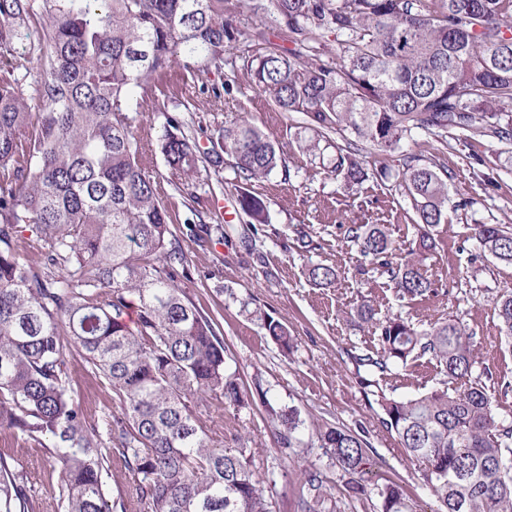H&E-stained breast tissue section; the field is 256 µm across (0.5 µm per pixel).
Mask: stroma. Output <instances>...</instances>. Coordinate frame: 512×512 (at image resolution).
<instances>
[{"label":"stroma","mask_w":512,"mask_h":512,"mask_svg":"<svg viewBox=\"0 0 512 512\" xmlns=\"http://www.w3.org/2000/svg\"><path fill=\"white\" fill-rule=\"evenodd\" d=\"M223 73L200 69L199 60L185 58L148 92H135L129 115L145 147H154L168 116L180 117L186 133L200 148H208L214 129L244 116L257 124L284 154L289 175L274 171L252 183L269 212V222L254 243L245 237L247 216L233 220L220 215L217 203L234 204L235 173L225 166L221 180L203 179L193 189L176 186L161 155L151 169L160 182L171 216L172 243L187 257L176 282L186 295L221 324L231 367L237 368L252 394L249 409L225 411L229 430L224 445L248 449L265 481L272 512H301L302 491L309 475L322 482L320 512H336L348 497L347 475L321 448L318 435L325 426H343L363 433L375 465L369 483L387 480L405 485L420 512H434L436 503L419 479L414 464L380 422V409L368 386L375 372L359 366L357 356L374 351L371 329L357 316L362 304L379 316L399 315L418 324L447 317L473 331L478 362L473 380L496 399L512 418V343L504 339L494 311L497 295L512 289V265L498 263L481 252L474 237L478 224L512 229V156L499 154L493 142L454 146L445 152L450 211L441 240L425 266L440 279L438 296L424 301H398L391 283L373 272L344 237L350 219L378 222L399 245L414 236L411 225L393 219V197L375 179L345 187L319 161L300 148L309 137L305 117L298 112H270L246 80H238L231 95L213 100L203 87L222 85ZM209 215L208 235L190 232L193 210ZM308 233L312 246L299 235ZM316 263L335 267V284L322 287L308 278ZM255 299L284 323L296 338L290 356H282L258 321L240 310L241 301ZM75 396L82 408L103 414L112 410V392L88 376L81 359L71 364ZM444 378L429 358L417 366L394 369L385 389L407 398L438 385ZM296 409L302 422L291 443H284L271 422L272 411ZM13 449L15 465L26 471L35 489L49 495V468L35 446L0 435V449Z\"/></svg>","instance_id":"stroma-1"}]
</instances>
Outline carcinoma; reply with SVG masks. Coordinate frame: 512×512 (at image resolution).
Here are the masks:
<instances>
[{"label":"carcinoma","mask_w":512,"mask_h":512,"mask_svg":"<svg viewBox=\"0 0 512 512\" xmlns=\"http://www.w3.org/2000/svg\"><path fill=\"white\" fill-rule=\"evenodd\" d=\"M245 7L270 16L289 46L270 43L264 24L238 25ZM27 42L39 54L16 57ZM240 46L259 97L305 115L313 136L304 149L317 157L334 148L332 173L348 186L368 179L361 144L391 153L416 134L438 144L374 173L404 197L413 257H397L384 225L344 230L400 301L438 294L414 256L435 250L448 223L439 151L463 135L512 152V0H0V57L15 59L0 71V433L40 447L51 468L62 464L47 499L0 450V512H271L247 449L220 446L224 426L203 419L213 408H250V395L218 322L175 282L187 257L168 248L160 182L129 117L134 91H148L183 58L221 70ZM32 66L39 78L27 95L14 71ZM210 143L200 150L171 117L156 151L186 187L220 177L232 160L237 207L255 236L269 215L248 185L278 168L290 177L286 160L249 119L214 130ZM26 229L41 243L34 257ZM475 238L512 265V230L478 224ZM309 277L329 286L336 270L319 263ZM240 305L283 356L292 352L286 325ZM495 313L511 340V290L496 298ZM358 316L378 341L361 365L384 377L427 356L447 377L410 399L383 391L377 399L380 422L418 465L435 512H512V420L471 380L473 333L451 319L420 328L398 315L377 318L368 304ZM76 355L112 390L105 417L75 400ZM272 419L285 440L299 428L292 410ZM319 441L351 476L349 491L365 492L368 442L339 426ZM116 466L125 487L112 497ZM372 493L377 512H416L398 482L376 483Z\"/></svg>","instance_id":"1"}]
</instances>
